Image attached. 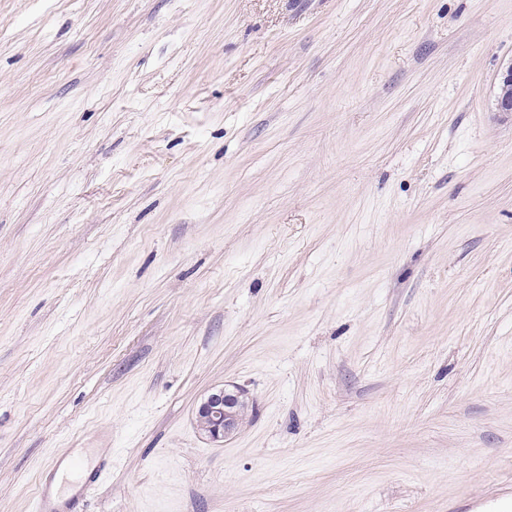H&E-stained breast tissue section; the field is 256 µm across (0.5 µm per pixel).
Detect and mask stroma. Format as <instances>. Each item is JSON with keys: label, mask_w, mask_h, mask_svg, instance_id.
<instances>
[{"label": "stroma", "mask_w": 512, "mask_h": 512, "mask_svg": "<svg viewBox=\"0 0 512 512\" xmlns=\"http://www.w3.org/2000/svg\"><path fill=\"white\" fill-rule=\"evenodd\" d=\"M511 63L512 0H0V512L106 447L83 512H512ZM496 112L512 114V63L500 74L495 95ZM234 387L211 391L199 405L198 422L213 441H224L239 428L241 409L246 401L244 391ZM112 469V456L108 454H102L100 456V462L93 473V475H89L87 478H85L80 484V486L77 488L78 496H86L91 489L94 487L100 485L104 479L108 476Z\"/></svg>", "instance_id": "1"}]
</instances>
